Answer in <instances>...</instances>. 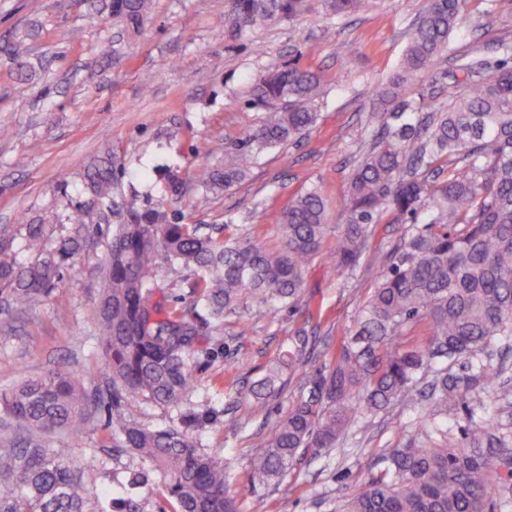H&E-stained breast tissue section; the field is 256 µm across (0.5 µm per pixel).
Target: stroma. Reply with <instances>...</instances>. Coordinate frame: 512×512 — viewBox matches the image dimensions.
<instances>
[{
  "label": "stroma",
  "instance_id": "obj_1",
  "mask_svg": "<svg viewBox=\"0 0 512 512\" xmlns=\"http://www.w3.org/2000/svg\"><path fill=\"white\" fill-rule=\"evenodd\" d=\"M112 0H0V225L52 224L59 239H87L60 285L23 312L0 313V389L70 366L82 378H101L105 361L94 340L98 303L96 267L111 222L71 223L76 208L96 210L85 188L87 165L111 157L122 195L138 194L146 207H175L185 224L235 223L253 228L257 243L278 244L276 224L297 192L321 188L328 222L344 219L361 131L377 104L379 78L397 67L406 30L428 0H376L340 22L325 37V18L307 14L299 23L277 22L233 39L224 29L225 0H154L144 26L125 30L112 16ZM484 0H469L471 30L449 49L478 50L497 65L496 41L512 43V0H501L490 31L479 25ZM81 40H71L72 30ZM19 43V57L6 54ZM318 69L324 93L317 123L296 142L265 152L249 176L219 194L190 187L170 204L161 188L168 175L191 177L203 162L218 164L239 131L255 124L263 107L252 101L255 79L289 61ZM322 254L306 271L305 293L313 318L281 308L276 313L244 305L250 330L239 335L225 321L221 338L202 328L195 345V397L214 409L199 435L223 458L229 482L247 512H340L348 495L367 478L368 457L415 438L413 419L425 400L412 394L387 412L361 418L336 449L304 459L294 473L269 487H250L246 469L257 452L255 430L285 417L299 394L297 380L264 405L249 390L288 347L297 329L319 337L309 370L329 364V351L349 335L373 278L338 274ZM198 276L166 274L163 305L181 311L197 298ZM497 380L478 389L469 405L502 425L512 437V341L498 343L490 360ZM138 458L112 452L103 483L113 512L127 499L143 512H160V491L133 488Z\"/></svg>",
  "mask_w": 512,
  "mask_h": 512
}]
</instances>
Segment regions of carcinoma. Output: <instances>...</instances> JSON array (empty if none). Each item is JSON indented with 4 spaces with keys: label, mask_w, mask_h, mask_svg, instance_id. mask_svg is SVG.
I'll return each instance as SVG.
<instances>
[{
    "label": "carcinoma",
    "mask_w": 512,
    "mask_h": 512,
    "mask_svg": "<svg viewBox=\"0 0 512 512\" xmlns=\"http://www.w3.org/2000/svg\"><path fill=\"white\" fill-rule=\"evenodd\" d=\"M311 0H228L224 25L231 36L277 21L294 22ZM325 16L342 19L368 0H319ZM468 0H429L408 29L400 67L375 86L391 111L372 114L351 176L344 222L336 225L333 269L359 271L375 288L342 337L328 366L305 369L310 337L299 330L288 351L252 390L256 399L280 392L279 376H298L304 390L288 414L260 434L261 452L249 481H280L303 458L336 447L360 418L401 400L433 374L429 405L416 421L418 441L387 448L370 463L367 481L342 512H508L512 507V447L492 422L470 420L457 441L451 424L459 403L496 375L492 344L512 336V47L493 69L472 53L454 57V72L439 70L451 35L466 27ZM153 0H112V14L134 31ZM448 88V105L429 115L409 99L416 80ZM322 75L298 64L259 76L255 103L268 112L235 138L224 163L201 166L193 181L209 192L242 181L262 152L302 136L317 121L313 104ZM88 187L100 213L116 194L112 162L93 163ZM103 245L96 344L106 362L101 386L59 366L38 379L0 391V418L11 434L0 439V512H108L98 495L102 462L93 451L70 462L47 441L55 434L91 435L106 409L107 440L146 468L131 485L167 494L172 512H245L230 495L224 461L208 452L185 422L195 407L194 345L200 325L215 331L249 299L276 312L298 308L305 273L330 231L328 202L316 188L290 198L272 249L233 224L204 236L163 208L124 199ZM407 220L389 262L377 264L376 228ZM23 237L31 254L17 261ZM42 224L0 226V298L22 309L55 287L75 247H54ZM200 274L196 303L164 310L163 272ZM465 363L455 376L434 360ZM141 398L176 413L151 427L128 418L124 403Z\"/></svg>",
    "instance_id": "1"
}]
</instances>
